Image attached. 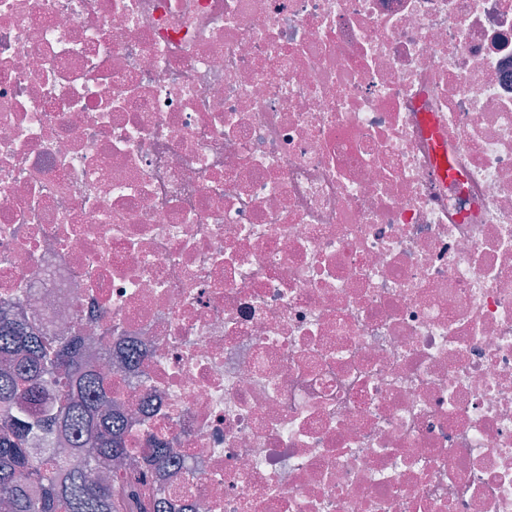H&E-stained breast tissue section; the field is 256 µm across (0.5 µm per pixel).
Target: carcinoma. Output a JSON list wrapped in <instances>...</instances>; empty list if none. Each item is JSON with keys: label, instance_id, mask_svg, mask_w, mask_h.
<instances>
[{"label": "carcinoma", "instance_id": "cac0c4a2", "mask_svg": "<svg viewBox=\"0 0 512 512\" xmlns=\"http://www.w3.org/2000/svg\"><path fill=\"white\" fill-rule=\"evenodd\" d=\"M83 337L33 331L24 303L0 306V509L4 512H162L139 486H112L130 459L112 412V376L88 366ZM167 468L174 449H146Z\"/></svg>", "mask_w": 512, "mask_h": 512}]
</instances>
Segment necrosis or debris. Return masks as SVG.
<instances>
[{"instance_id":"1","label":"necrosis or debris","mask_w":512,"mask_h":512,"mask_svg":"<svg viewBox=\"0 0 512 512\" xmlns=\"http://www.w3.org/2000/svg\"><path fill=\"white\" fill-rule=\"evenodd\" d=\"M18 294L168 512H512V0H0Z\"/></svg>"}]
</instances>
